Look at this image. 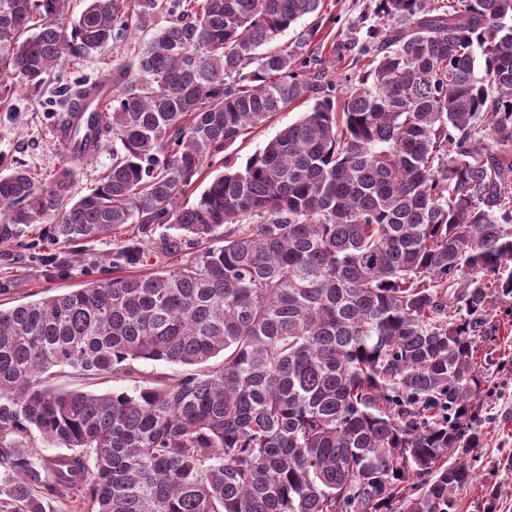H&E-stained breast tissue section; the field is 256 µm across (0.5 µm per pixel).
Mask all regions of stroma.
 I'll return each instance as SVG.
<instances>
[{
    "instance_id": "obj_1",
    "label": "stroma",
    "mask_w": 512,
    "mask_h": 512,
    "mask_svg": "<svg viewBox=\"0 0 512 512\" xmlns=\"http://www.w3.org/2000/svg\"><path fill=\"white\" fill-rule=\"evenodd\" d=\"M366 4L367 0H334L337 21L324 27L322 49L324 57L335 58L337 73L352 67L356 53L351 46L365 36L359 19ZM166 20V15H156L146 27L132 28L125 37L108 43L90 57L65 60L40 93L21 89L1 104L0 163H23L43 176L57 170L61 165L55 138L57 89L77 78L103 79L115 61L131 59ZM306 109V104L299 102L278 113L245 141L230 146L228 155L236 165H244L281 129L298 121ZM126 240L123 234L94 239L78 244L72 251L43 242L42 233L35 226L21 237L0 244V307L8 309L31 301L36 294H61L111 276L112 256ZM491 322L502 359L492 370L487 421L478 453L486 470L494 475L497 494L492 500L493 512H512V318L499 310Z\"/></svg>"
}]
</instances>
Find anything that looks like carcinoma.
<instances>
[{
    "label": "carcinoma",
    "mask_w": 512,
    "mask_h": 512,
    "mask_svg": "<svg viewBox=\"0 0 512 512\" xmlns=\"http://www.w3.org/2000/svg\"><path fill=\"white\" fill-rule=\"evenodd\" d=\"M373 2L365 63L338 77L316 47L328 0H88L74 19L67 0H0L3 99L171 16L110 78L63 89L57 121L99 120L52 178L0 172L1 236L129 228L113 265L171 259L0 310V512L59 491L73 512H458L479 480L478 342L512 298V0ZM108 139L75 198L71 164ZM140 361L190 370L145 380ZM67 373L135 384L45 386ZM310 105L311 103L299 102L284 112H279L265 126L254 130L245 141H239L230 146L224 154L232 157L236 167H242L251 154L262 148L281 129L298 121ZM112 162V140H108L96 160L88 164H78L72 175L73 191L76 198L85 195L93 189L101 173Z\"/></svg>",
    "instance_id": "cac0c4a2"
}]
</instances>
